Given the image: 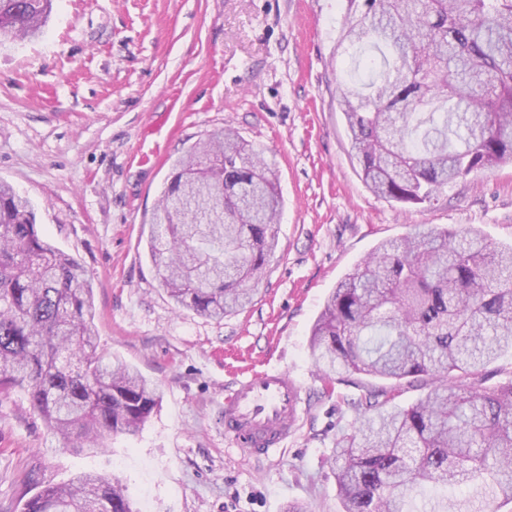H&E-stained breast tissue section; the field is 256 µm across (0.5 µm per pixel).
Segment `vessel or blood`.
Segmentation results:
<instances>
[{
	"mask_svg": "<svg viewBox=\"0 0 512 512\" xmlns=\"http://www.w3.org/2000/svg\"><path fill=\"white\" fill-rule=\"evenodd\" d=\"M309 408L301 385L281 369L239 374L224 391V439L255 456L276 454Z\"/></svg>",
	"mask_w": 512,
	"mask_h": 512,
	"instance_id": "obj_1",
	"label": "vessel or blood"
}]
</instances>
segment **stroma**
<instances>
[{
  "instance_id": "obj_1",
  "label": "stroma",
  "mask_w": 512,
  "mask_h": 512,
  "mask_svg": "<svg viewBox=\"0 0 512 512\" xmlns=\"http://www.w3.org/2000/svg\"><path fill=\"white\" fill-rule=\"evenodd\" d=\"M346 0H54L43 35L0 51V181L30 199L41 236L78 259L101 350L155 383L158 407L106 449H60L24 391L0 401V512L46 484L119 476L136 512H341L329 459L352 432L354 375L325 394L310 329L381 241L425 224L512 244V162L432 205L375 197L338 104L355 73L337 51ZM231 128L279 170L277 246L244 310L217 321L168 297L147 240L171 165ZM278 366L311 411L282 452L224 439V386Z\"/></svg>"
}]
</instances>
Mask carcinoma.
Listing matches in <instances>:
<instances>
[{
    "instance_id": "cac0c4a2",
    "label": "carcinoma",
    "mask_w": 512,
    "mask_h": 512,
    "mask_svg": "<svg viewBox=\"0 0 512 512\" xmlns=\"http://www.w3.org/2000/svg\"><path fill=\"white\" fill-rule=\"evenodd\" d=\"M52 0H0V46L41 33ZM385 47L376 76L340 86L366 186L430 204L459 179L512 161V0H347L336 49ZM276 168L230 129L187 148L152 220V261L171 299L215 319L243 309L276 247ZM93 288L42 238L30 202L0 183V399L27 392L67 448L134 434L160 402L145 377L98 351ZM326 388L386 382L354 403L336 440L342 512H408L418 488L466 483L464 512L512 504V381L485 385L512 351V245L428 227L387 240L341 280L315 320ZM408 387H426L400 408ZM24 512H134L126 486L85 471Z\"/></svg>"
}]
</instances>
